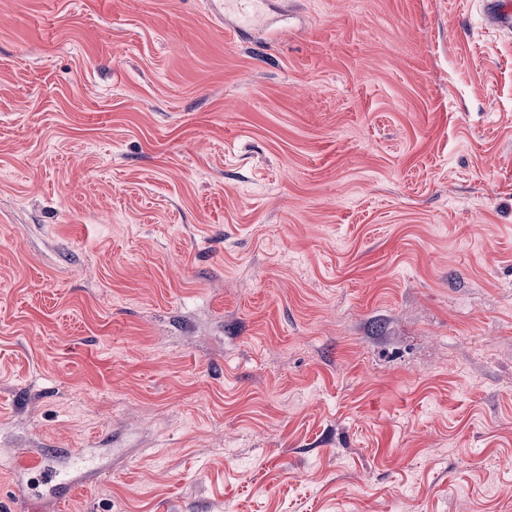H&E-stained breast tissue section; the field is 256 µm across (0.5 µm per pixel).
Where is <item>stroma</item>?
I'll return each instance as SVG.
<instances>
[{"label": "stroma", "instance_id": "obj_1", "mask_svg": "<svg viewBox=\"0 0 512 512\" xmlns=\"http://www.w3.org/2000/svg\"><path fill=\"white\" fill-rule=\"evenodd\" d=\"M487 13L0 0V504L512 512Z\"/></svg>", "mask_w": 512, "mask_h": 512}]
</instances>
